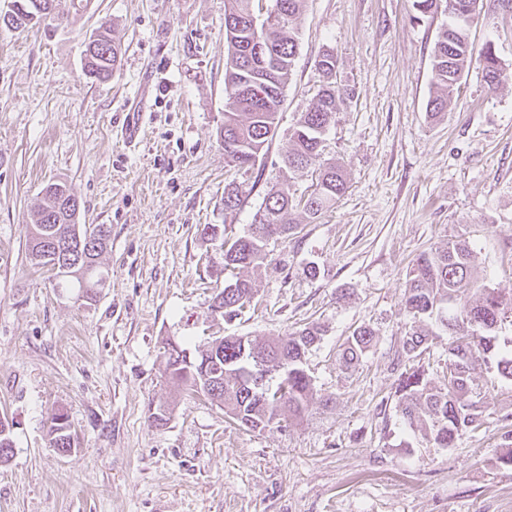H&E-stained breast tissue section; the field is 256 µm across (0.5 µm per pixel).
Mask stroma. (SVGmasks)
Returning a JSON list of instances; mask_svg holds the SVG:
<instances>
[{
    "mask_svg": "<svg viewBox=\"0 0 512 512\" xmlns=\"http://www.w3.org/2000/svg\"><path fill=\"white\" fill-rule=\"evenodd\" d=\"M414 0H307L299 49L262 173L230 170L224 124V0H91L68 20L0 27V418L13 456L0 464V512H512V384L476 359L482 426L441 448L402 425L395 387L411 365L434 387L448 375V334L416 360L405 276L416 257L465 239L484 284L512 296V9L483 0L475 46L493 42L509 78L489 93L470 71L447 112L429 119L430 55L443 14ZM110 21L123 54L107 82L81 68L86 33ZM352 91L326 135L346 193L296 234L270 243L250 307L212 313L224 270L208 224L243 235L266 191L310 192L312 170L283 157L318 90L320 50ZM145 111L138 141L119 134ZM235 182L243 206L224 210ZM65 183L83 224L110 225L109 278L95 300L57 287L28 257L42 188ZM318 274L309 277L307 266ZM309 322L314 392L302 417L245 430L167 377L166 339L277 337ZM366 324L372 347L351 368L339 347ZM170 404L162 428L151 407ZM64 410L73 452L49 444Z\"/></svg>",
    "mask_w": 512,
    "mask_h": 512,
    "instance_id": "stroma-1",
    "label": "stroma"
}]
</instances>
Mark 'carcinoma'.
I'll use <instances>...</instances> for the list:
<instances>
[{"mask_svg":"<svg viewBox=\"0 0 512 512\" xmlns=\"http://www.w3.org/2000/svg\"><path fill=\"white\" fill-rule=\"evenodd\" d=\"M445 2L448 22L441 25L431 51L434 91L426 112L432 116L448 110L454 92L478 65L482 76L495 75L486 83L495 91L504 82L501 62L492 43L474 50L469 41L471 20L479 0H414L415 9L423 17L438 10ZM255 0H225L224 26L237 27L238 41L227 42L224 63V126L218 136L228 163L246 171L261 167L253 157L263 159L277 127V115L284 101L294 67L298 42V22L306 0H274L283 13L282 20L268 36L269 54L273 60L265 73L264 96L249 94L246 86L259 74L256 61L248 52L254 37L248 23L255 10ZM14 8L0 10V26L24 30L47 20H61L73 11L88 7V0H12ZM82 70L93 80H109L120 66L122 46L112 36V28L102 23L83 41ZM319 88L309 111L301 114L291 136V148L285 158L290 170L312 167L317 181L311 193L297 199L284 189L270 188L253 216L248 233L237 237L224 251V269L235 271L261 268L269 256L271 241L286 238L297 228L295 214L302 211L314 219L332 207L346 191V179L340 166L323 158L325 133L339 106L351 100V93L336 88V56L325 50L316 62ZM44 201L35 209L27 225L29 256L36 265L43 264L42 250L58 246L70 254L72 268L58 277L60 288H77L91 300L96 289L106 282L108 271L101 269L98 259L110 241L111 226L77 223L75 212L79 201L62 183H49L43 189ZM72 206H67L68 202ZM243 200L237 188L224 187V210L239 209ZM255 295V281L236 275L220 290L212 310L231 319L250 303ZM404 304L414 319V326L403 339L402 351L410 359L428 349L433 332L423 322L433 320L457 341L450 348L448 382L433 388L424 372L411 368L401 374L396 387L402 422L431 436L441 448L455 444L469 431L482 425V411L471 399V370L475 354L492 358L500 377L512 382V336L503 335L512 326V299L488 287L478 276L476 255L464 241L450 240L446 247L419 255L407 272ZM321 336L318 326L311 324L274 339L256 337V352L245 358L242 347L228 338L217 346L221 374L203 378L195 363L175 361L179 368L171 377L195 392H201L224 408V413L239 425L262 431L283 414L301 415L312 397L311 376L304 368L306 352ZM375 332L368 325L354 329L339 353V362L350 367L370 349ZM261 366L264 372L288 366L285 377H269L266 392L258 395L247 387L245 368ZM57 410L50 417L52 446L63 453L76 448L69 421Z\"/></svg>","mask_w":512,"mask_h":512,"instance_id":"obj_1","label":"carcinoma"}]
</instances>
